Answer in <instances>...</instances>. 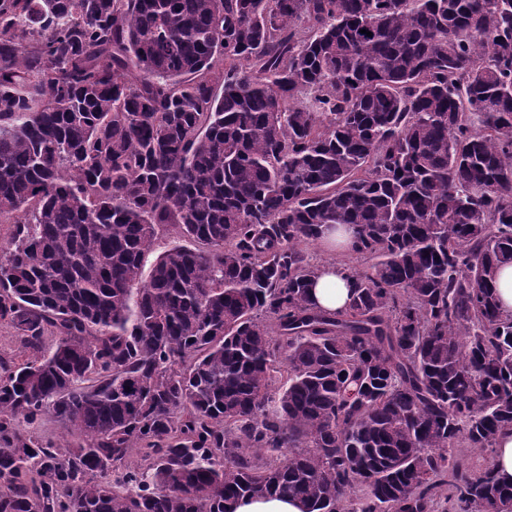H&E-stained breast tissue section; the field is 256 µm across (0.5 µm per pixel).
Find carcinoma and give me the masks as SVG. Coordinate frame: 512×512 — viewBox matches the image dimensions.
<instances>
[{
    "instance_id": "1",
    "label": "carcinoma",
    "mask_w": 512,
    "mask_h": 512,
    "mask_svg": "<svg viewBox=\"0 0 512 512\" xmlns=\"http://www.w3.org/2000/svg\"><path fill=\"white\" fill-rule=\"evenodd\" d=\"M0 222V512H512V0H0ZM176 235L173 228L163 227L157 231L151 251L145 256L143 267V280L148 279L150 269L159 255L174 244ZM305 250L312 264L315 263L320 266L326 262L336 263V265L327 264L319 268L315 285L311 290L312 303L330 313L343 309L350 292L352 280L347 277L346 271L341 267L361 269L366 266V260L352 254L354 250L350 240L342 248L337 249L338 252H343L345 255L329 253L321 243L309 244L305 247ZM497 296L504 313L512 314V266L501 268L497 274ZM32 353L26 349L17 333L0 322V363L1 366H14L30 359ZM494 471L505 483H512V428L499 432L495 443ZM494 448L475 450L473 448H455V456L462 468L479 473L491 465ZM233 509L234 512H303L302 504L288 495L244 497L235 503Z\"/></svg>"
}]
</instances>
